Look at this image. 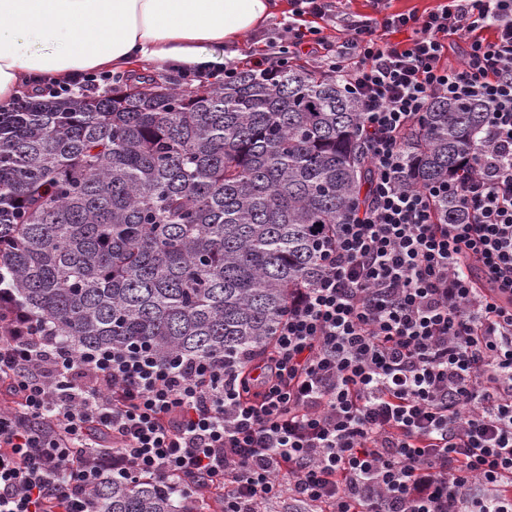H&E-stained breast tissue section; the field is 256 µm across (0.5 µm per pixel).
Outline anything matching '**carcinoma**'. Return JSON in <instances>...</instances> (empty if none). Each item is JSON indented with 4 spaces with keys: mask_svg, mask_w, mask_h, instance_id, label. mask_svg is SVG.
I'll return each mask as SVG.
<instances>
[{
    "mask_svg": "<svg viewBox=\"0 0 512 512\" xmlns=\"http://www.w3.org/2000/svg\"><path fill=\"white\" fill-rule=\"evenodd\" d=\"M486 112L430 100L403 134L413 187L448 181ZM360 106L295 62L196 87L130 74L110 91L0 111V244L17 296L69 348L143 343L170 361L266 351L319 238L363 204ZM443 224L464 215L444 196ZM97 512H193L177 487L104 473Z\"/></svg>",
    "mask_w": 512,
    "mask_h": 512,
    "instance_id": "carcinoma-1",
    "label": "carcinoma"
}]
</instances>
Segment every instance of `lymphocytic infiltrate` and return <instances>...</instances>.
I'll return each mask as SVG.
<instances>
[{
	"instance_id": "obj_1",
	"label": "lymphocytic infiltrate",
	"mask_w": 512,
	"mask_h": 512,
	"mask_svg": "<svg viewBox=\"0 0 512 512\" xmlns=\"http://www.w3.org/2000/svg\"><path fill=\"white\" fill-rule=\"evenodd\" d=\"M346 31L291 23L250 60L265 73L303 54L341 77L372 168L368 203L322 238L263 355L73 351L0 257V512H92L106 469L206 478L222 512L286 494L315 512H512V0ZM434 98L481 103L486 121L447 184L407 188L402 134ZM443 195L462 223L439 221Z\"/></svg>"
}]
</instances>
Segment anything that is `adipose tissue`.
Instances as JSON below:
<instances>
[{"label":"adipose tissue","mask_w":512,"mask_h":512,"mask_svg":"<svg viewBox=\"0 0 512 512\" xmlns=\"http://www.w3.org/2000/svg\"><path fill=\"white\" fill-rule=\"evenodd\" d=\"M279 0H0V102L40 79L151 60L222 69Z\"/></svg>","instance_id":"adipose-tissue-1"}]
</instances>
